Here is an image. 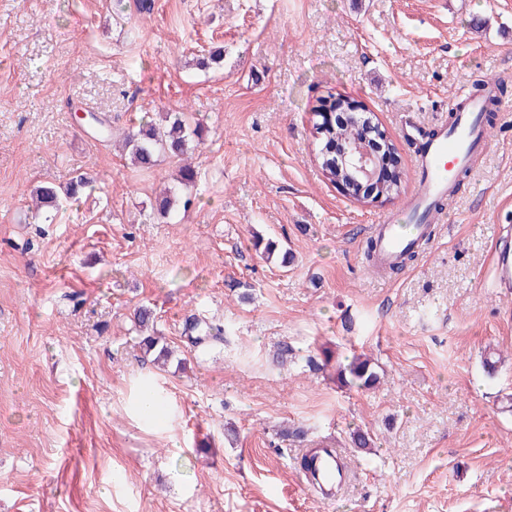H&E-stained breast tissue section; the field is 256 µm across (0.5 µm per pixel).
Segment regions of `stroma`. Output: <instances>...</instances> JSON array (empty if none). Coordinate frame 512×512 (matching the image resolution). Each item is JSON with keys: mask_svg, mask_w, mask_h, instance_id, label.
<instances>
[{"mask_svg": "<svg viewBox=\"0 0 512 512\" xmlns=\"http://www.w3.org/2000/svg\"><path fill=\"white\" fill-rule=\"evenodd\" d=\"M216 49L223 69L198 70ZM489 80L487 143L429 240L374 270L368 227L415 186L406 126L437 129ZM331 94L387 130L403 197L365 205L323 177L311 109ZM176 110L205 126L194 203L157 219L177 161L141 170L118 143ZM80 172L91 188L34 219L33 189ZM505 241L512 0H0V512H512ZM141 305L174 351L165 370L138 344ZM194 316L227 343L192 345ZM325 348L371 355L380 385L337 387ZM146 381L157 421L136 409ZM327 444L355 472L332 500L299 476L302 451Z\"/></svg>", "mask_w": 512, "mask_h": 512, "instance_id": "1", "label": "stroma"}]
</instances>
